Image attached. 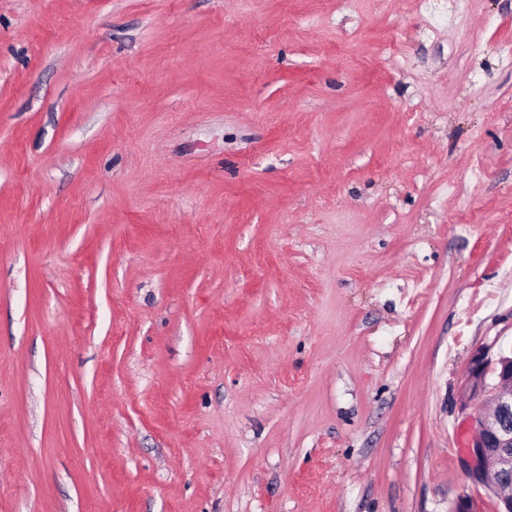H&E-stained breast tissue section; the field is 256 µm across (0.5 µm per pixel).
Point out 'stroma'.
<instances>
[{"label":"stroma","instance_id":"obj_1","mask_svg":"<svg viewBox=\"0 0 512 512\" xmlns=\"http://www.w3.org/2000/svg\"><path fill=\"white\" fill-rule=\"evenodd\" d=\"M512 346V0H0V512H448Z\"/></svg>","mask_w":512,"mask_h":512}]
</instances>
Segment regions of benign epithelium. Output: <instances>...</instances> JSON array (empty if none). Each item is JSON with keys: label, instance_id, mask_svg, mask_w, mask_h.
<instances>
[{"label": "benign epithelium", "instance_id": "obj_1", "mask_svg": "<svg viewBox=\"0 0 512 512\" xmlns=\"http://www.w3.org/2000/svg\"><path fill=\"white\" fill-rule=\"evenodd\" d=\"M490 373L496 378L493 384L487 382ZM465 393L492 408L473 420L468 447L472 478L484 487H504L512 483V354L502 353L493 361L477 351L467 371Z\"/></svg>", "mask_w": 512, "mask_h": 512}]
</instances>
